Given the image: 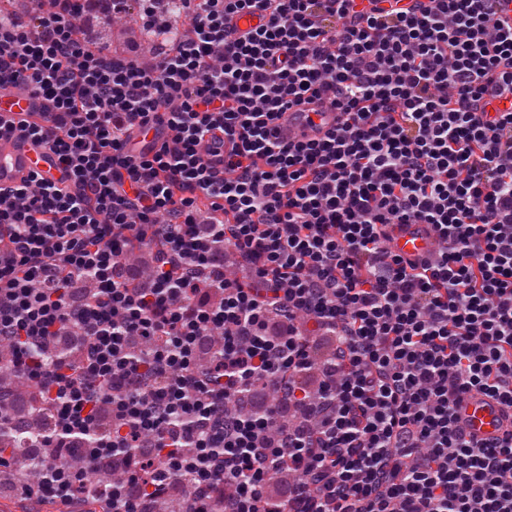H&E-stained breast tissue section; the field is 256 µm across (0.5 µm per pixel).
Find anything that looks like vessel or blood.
I'll return each mask as SVG.
<instances>
[{"label": "vessel or blood", "instance_id": "obj_1", "mask_svg": "<svg viewBox=\"0 0 512 512\" xmlns=\"http://www.w3.org/2000/svg\"><path fill=\"white\" fill-rule=\"evenodd\" d=\"M52 105L41 94L22 83L0 85V122L19 124L42 121ZM336 111L303 104L287 113L285 123L291 129H305L308 137L322 136L335 127ZM230 149L221 132L210 134L204 145L205 152L215 168H223L224 155ZM60 180L62 171L54 153L35 140L19 136L0 137V191L17 188L32 178ZM392 248L412 258L429 257L435 244L422 225L409 224L392 233ZM504 419L500 407L487 399L466 400L460 408V425L468 435L485 439L498 434Z\"/></svg>", "mask_w": 512, "mask_h": 512}]
</instances>
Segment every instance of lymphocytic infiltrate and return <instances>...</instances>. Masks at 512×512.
<instances>
[{
	"mask_svg": "<svg viewBox=\"0 0 512 512\" xmlns=\"http://www.w3.org/2000/svg\"><path fill=\"white\" fill-rule=\"evenodd\" d=\"M117 3L0 15V83L54 105L0 136L63 171L0 192V345L54 412L47 447L124 472L99 490L58 466L41 494L148 512L180 479V512H512V421L487 440L459 425L469 397L512 412L504 0H151L148 65L87 38ZM242 12L265 22L234 33ZM323 98L336 127L281 136ZM402 224L427 226L435 260L391 250ZM230 147L229 142L227 140L224 141V134L215 131L207 137L206 143L202 146V149L205 154L208 152V157L214 167L216 169H222L224 168V154L229 151ZM215 150L219 151L217 155L214 154Z\"/></svg>",
	"mask_w": 512,
	"mask_h": 512,
	"instance_id": "f902f5d3",
	"label": "lymphocytic infiltrate"
}]
</instances>
